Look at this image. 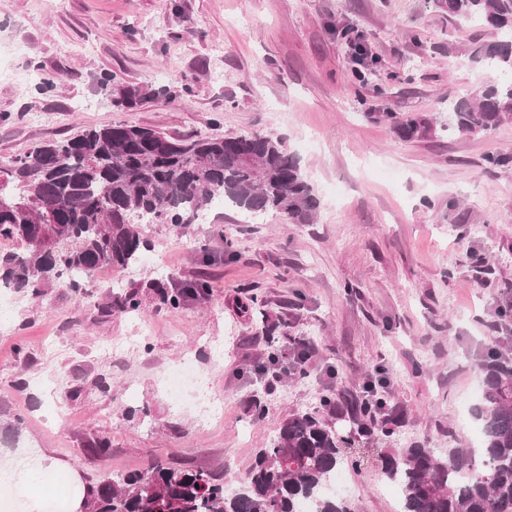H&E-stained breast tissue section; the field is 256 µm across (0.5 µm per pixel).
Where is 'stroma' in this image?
Segmentation results:
<instances>
[{"label":"stroma","mask_w":512,"mask_h":512,"mask_svg":"<svg viewBox=\"0 0 512 512\" xmlns=\"http://www.w3.org/2000/svg\"><path fill=\"white\" fill-rule=\"evenodd\" d=\"M493 38L432 0H0V161L117 122L170 135L257 132L284 137L321 202L312 224L217 206L179 232L144 224L148 249L124 270L97 271L92 298L55 283L36 298L12 292L0 421L22 426L0 431V469L37 450L39 512L155 462L204 470L235 491L290 410L336 389L362 395L372 380L402 416L381 451L476 447L477 363L512 334V317L494 316L512 296V166L485 163L512 154V124L403 141L365 115L444 123L449 99L486 76L457 47ZM357 41L373 60L364 85L353 75ZM33 72L55 87L30 83ZM122 85L147 100L113 106ZM170 277L211 291L157 307L148 285ZM132 291L139 311L104 313ZM253 296L310 348L304 370L288 369L269 395L255 367L279 346L248 311ZM189 357L223 399L215 415L165 387ZM142 407L146 418L128 417ZM104 433L112 445L100 453L91 443ZM340 476L359 512H397L376 458Z\"/></svg>","instance_id":"stroma-1"}]
</instances>
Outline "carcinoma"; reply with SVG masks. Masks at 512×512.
Listing matches in <instances>:
<instances>
[{"label":"carcinoma","mask_w":512,"mask_h":512,"mask_svg":"<svg viewBox=\"0 0 512 512\" xmlns=\"http://www.w3.org/2000/svg\"><path fill=\"white\" fill-rule=\"evenodd\" d=\"M433 4L450 20L480 23L498 34L493 42L448 51L490 72H512V0ZM145 99L140 88L128 87L113 104L132 109ZM365 116L392 123L404 141L439 130L483 135L512 124V80L492 77L448 101V122L440 126L418 114L402 121L392 112ZM217 198L253 217L279 213L290 224L314 223L320 207L283 139L261 133L170 136L117 123L43 143L0 162V239L19 246L0 255V283L38 295L60 282L90 297L95 271L124 269L148 247L138 225L184 228ZM208 289L205 281L174 280L155 286V297L177 309ZM478 368L480 447L413 443L379 456L383 479L400 489V512H512V344L489 349ZM386 406L369 387L355 400L339 392L322 396L313 409L293 410L231 493L203 470L155 463L89 487L84 505L87 512H301L306 503L308 512H358L351 500L321 490L338 467H360L368 446L393 437L401 418L384 416ZM343 419L345 436L336 427Z\"/></svg>","instance_id":"obj_1"}]
</instances>
